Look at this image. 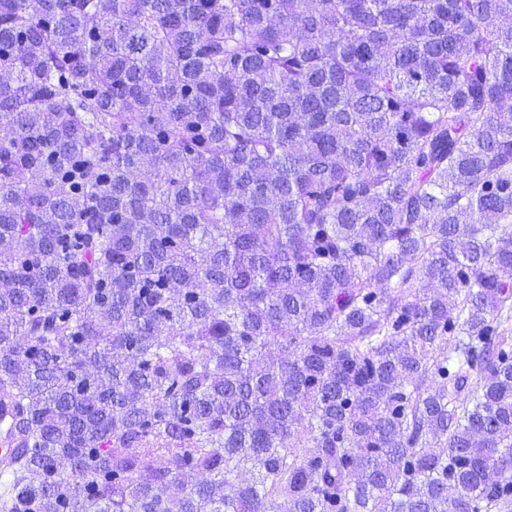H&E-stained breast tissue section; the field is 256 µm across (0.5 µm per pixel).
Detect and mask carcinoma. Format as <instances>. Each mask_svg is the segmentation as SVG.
I'll use <instances>...</instances> for the list:
<instances>
[{"label": "carcinoma", "instance_id": "1", "mask_svg": "<svg viewBox=\"0 0 512 512\" xmlns=\"http://www.w3.org/2000/svg\"><path fill=\"white\" fill-rule=\"evenodd\" d=\"M0 127V512H512V0H0Z\"/></svg>", "mask_w": 512, "mask_h": 512}]
</instances>
